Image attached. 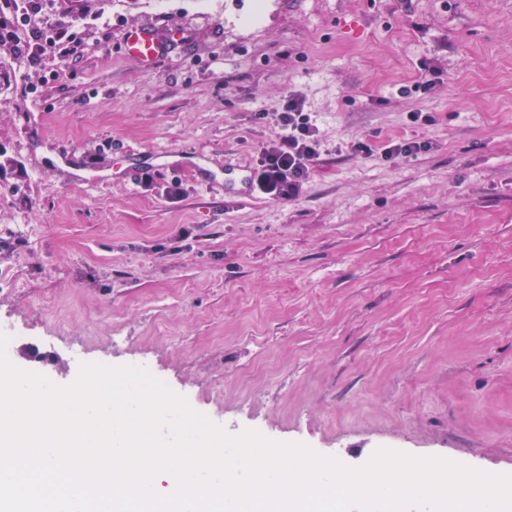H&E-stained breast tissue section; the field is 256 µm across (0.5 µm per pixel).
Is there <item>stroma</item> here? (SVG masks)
Masks as SVG:
<instances>
[{"mask_svg":"<svg viewBox=\"0 0 512 512\" xmlns=\"http://www.w3.org/2000/svg\"><path fill=\"white\" fill-rule=\"evenodd\" d=\"M56 12L85 50L28 69L27 34L0 10L11 361L58 385L84 362H141L230 433L351 467L383 447L512 474V0ZM133 28L170 50L128 58ZM426 66L439 82L424 95ZM291 93L325 145L299 196L225 189ZM364 136L425 148L364 158Z\"/></svg>","mask_w":512,"mask_h":512,"instance_id":"1","label":"stroma"}]
</instances>
